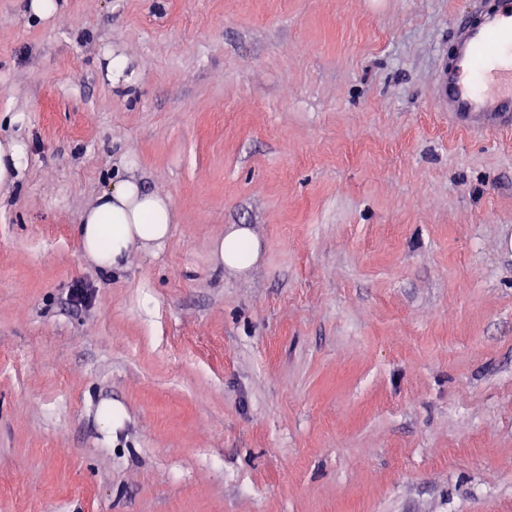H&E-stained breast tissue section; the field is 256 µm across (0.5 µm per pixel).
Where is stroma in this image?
Listing matches in <instances>:
<instances>
[{"label": "stroma", "instance_id": "35a3bbf8", "mask_svg": "<svg viewBox=\"0 0 512 512\" xmlns=\"http://www.w3.org/2000/svg\"><path fill=\"white\" fill-rule=\"evenodd\" d=\"M484 2L0 0V512H512V130L435 107ZM131 178L172 234L104 271ZM26 157L25 145L12 140L0 143V190L14 184ZM172 207L168 198L136 181H123L103 192L78 224L85 254L103 269L126 263L135 241L158 244L170 234ZM258 243L244 228L228 232L214 243L216 258L227 267L247 269L258 256Z\"/></svg>", "mask_w": 512, "mask_h": 512}]
</instances>
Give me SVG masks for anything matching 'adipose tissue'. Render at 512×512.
Wrapping results in <instances>:
<instances>
[{"label":"adipose tissue","instance_id":"adipose-tissue-1","mask_svg":"<svg viewBox=\"0 0 512 512\" xmlns=\"http://www.w3.org/2000/svg\"><path fill=\"white\" fill-rule=\"evenodd\" d=\"M172 207L168 198L135 181H124L103 192L87 209L78 227L85 254L104 269L123 266L134 242L158 244L170 234ZM225 266L244 270L258 256V244L246 229L228 232L214 244Z\"/></svg>","mask_w":512,"mask_h":512}]
</instances>
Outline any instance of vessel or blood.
<instances>
[{"mask_svg": "<svg viewBox=\"0 0 512 512\" xmlns=\"http://www.w3.org/2000/svg\"><path fill=\"white\" fill-rule=\"evenodd\" d=\"M436 82V106L459 123L512 129V0H487L460 24Z\"/></svg>", "mask_w": 512, "mask_h": 512, "instance_id": "vessel-or-blood-1", "label": "vessel or blood"}]
</instances>
